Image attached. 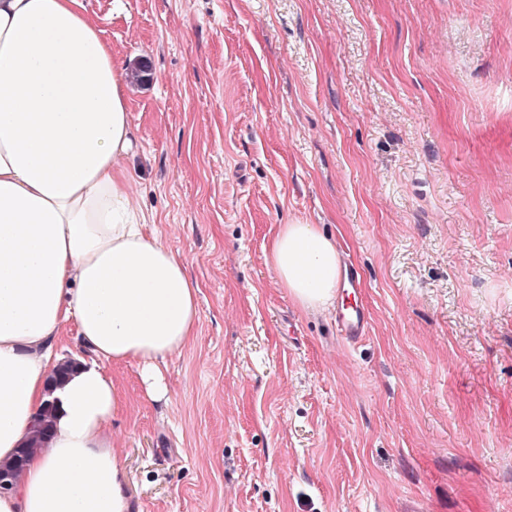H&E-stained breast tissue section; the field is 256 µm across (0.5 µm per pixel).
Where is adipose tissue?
<instances>
[{"label": "adipose tissue", "mask_w": 512, "mask_h": 512, "mask_svg": "<svg viewBox=\"0 0 512 512\" xmlns=\"http://www.w3.org/2000/svg\"><path fill=\"white\" fill-rule=\"evenodd\" d=\"M124 66L82 0H0V462L55 408L0 512H129L110 422L123 407L109 363L159 366L199 321L180 255L144 232L124 177L133 155ZM267 261L294 303L334 304L336 244L283 224ZM88 353L59 386L67 325Z\"/></svg>", "instance_id": "ef3b65f1"}]
</instances>
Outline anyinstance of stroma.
<instances>
[{
	"label": "stroma",
	"instance_id": "stroma-1",
	"mask_svg": "<svg viewBox=\"0 0 512 512\" xmlns=\"http://www.w3.org/2000/svg\"><path fill=\"white\" fill-rule=\"evenodd\" d=\"M83 2L198 289L163 399L107 367L131 512H512V0ZM281 224L359 268L366 339L280 287Z\"/></svg>",
	"mask_w": 512,
	"mask_h": 512
}]
</instances>
